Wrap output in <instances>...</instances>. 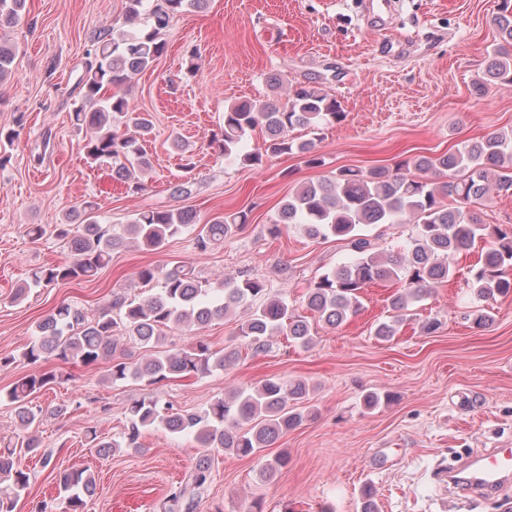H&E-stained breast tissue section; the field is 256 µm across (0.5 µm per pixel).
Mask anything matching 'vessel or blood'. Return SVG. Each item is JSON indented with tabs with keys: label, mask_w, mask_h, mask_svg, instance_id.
<instances>
[{
	"label": "vessel or blood",
	"mask_w": 512,
	"mask_h": 512,
	"mask_svg": "<svg viewBox=\"0 0 512 512\" xmlns=\"http://www.w3.org/2000/svg\"><path fill=\"white\" fill-rule=\"evenodd\" d=\"M512 479V448H493L452 470L448 481L465 492L490 497Z\"/></svg>",
	"instance_id": "b4317fda"
}]
</instances>
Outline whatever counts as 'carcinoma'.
I'll list each match as a JSON object with an SVG mask.
<instances>
[{
    "instance_id": "obj_1",
    "label": "carcinoma",
    "mask_w": 512,
    "mask_h": 512,
    "mask_svg": "<svg viewBox=\"0 0 512 512\" xmlns=\"http://www.w3.org/2000/svg\"><path fill=\"white\" fill-rule=\"evenodd\" d=\"M119 32H101L91 62L80 80L81 95L74 102L71 121L85 128L82 150L89 160L106 166L112 178L132 191L141 189L140 174L148 167L140 141L152 134L149 112L135 109L128 97L133 76L151 67L164 50L158 40L177 14L196 11L208 0H157L150 11L146 0H128ZM26 16V0H0V27H12ZM499 43L482 84L512 83V0H501L493 18ZM16 45L0 37V82L12 73ZM345 117L341 105L318 86L296 90L280 99L246 100L224 112V155L244 165L260 166L266 157L298 150L310 167L321 165L309 142L294 144L288 135L300 126L333 124ZM265 130L263 146L242 153L240 142L256 127ZM414 173L399 165L393 169L342 168L335 175L296 185L283 202L278 220L268 227L272 236L281 227L300 224L311 238L335 237L347 242L352 258L308 285L306 308L330 326H338L361 310V293L378 282H401L389 298L392 315L375 329L388 341L407 321L409 307L424 299L453 274L451 260L484 243L479 263L469 270L468 282L480 300L512 293V226L486 224L475 205L490 194H512V133H498L440 156L419 155L408 162ZM193 223L184 210L151 208L136 214L120 228L109 229L99 221L96 204L85 201L73 207L66 219L53 225L51 235L67 245L71 260L44 266L17 286L13 300L27 298L33 288L94 276L113 251L131 243L159 249L167 238ZM247 223L240 213L219 217L202 225L197 244L205 249L222 244ZM378 224H413L416 234L399 252H381L364 230ZM141 284H155L158 292L143 299L112 295L109 306L90 318L69 303L56 306L37 325L36 337L22 353L30 364L61 361L85 366L106 364L112 382L139 381L153 386L164 381L224 370L239 357L241 345L259 352L274 336L307 347L313 342L307 317L266 285L253 279L220 278L214 282L199 275L190 264L166 270L146 265L137 272ZM235 334L215 351L203 338L186 347L163 348L167 331L177 327L202 329L241 305L255 300ZM152 351L133 360L132 348ZM57 381L52 370L27 374L8 390L20 427L26 432L20 447L36 452L40 443L33 430L44 418L33 406L36 394ZM310 385L303 380L267 378L250 388L218 398L199 412H175L150 396L128 408L129 427L124 441L105 440L90 428L86 437L100 456L117 448L144 452L141 429L156 423L173 434L193 436L207 454L188 478L172 486L168 512H196L200 491L210 480L209 452L229 451L238 457L258 455L280 437L312 417L299 404L308 400ZM288 465V455L265 461L267 479ZM30 486V475L17 462L16 451H0V512H14ZM59 487L67 493L68 512H86L87 499L95 493L93 477L82 470L59 472Z\"/></svg>"
}]
</instances>
